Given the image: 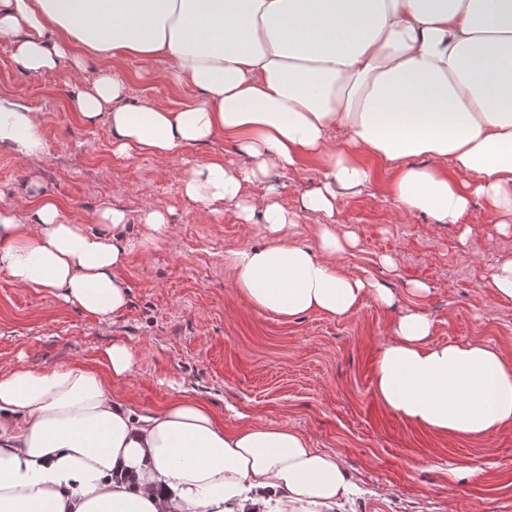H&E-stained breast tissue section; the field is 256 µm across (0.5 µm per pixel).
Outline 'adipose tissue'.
<instances>
[{"label":"adipose tissue","mask_w":512,"mask_h":512,"mask_svg":"<svg viewBox=\"0 0 512 512\" xmlns=\"http://www.w3.org/2000/svg\"><path fill=\"white\" fill-rule=\"evenodd\" d=\"M0 41L29 72H62L78 119L108 123L113 153L169 160L218 134L237 143L251 166L216 156L180 182L203 214L259 221L264 244L225 257L235 293L258 311L343 319L395 303L349 268L350 225L318 221L312 245L291 232L298 216H332L338 193L360 192L376 170L391 173L402 215L461 225L465 242L478 198L512 233V0H0ZM133 56L167 59L196 97L176 110L129 104L120 73ZM91 59L102 66L80 83ZM25 94L0 97V147L21 158L45 150ZM309 159L324 183L299 212L249 193ZM101 220L63 215L35 182L0 191V272L86 316L120 315L129 256L157 245L169 217L142 210L136 243L115 233L125 211ZM136 359L114 343L86 363L0 366V512H333L347 497L342 461L288 424L225 429L185 388L138 411L122 395ZM373 392L438 435L512 429V362L481 342L436 341L419 309L380 346Z\"/></svg>","instance_id":"ef3b65f1"}]
</instances>
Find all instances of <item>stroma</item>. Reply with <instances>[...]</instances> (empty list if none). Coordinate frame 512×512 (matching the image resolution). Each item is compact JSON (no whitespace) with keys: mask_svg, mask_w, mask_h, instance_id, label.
<instances>
[{"mask_svg":"<svg viewBox=\"0 0 512 512\" xmlns=\"http://www.w3.org/2000/svg\"><path fill=\"white\" fill-rule=\"evenodd\" d=\"M123 77L132 104L149 98L175 108L196 94L161 58H129ZM20 87L42 116L46 153L23 161L0 148V187L20 189L37 177L64 214L89 224L100 210L121 208L135 240L140 211L150 203L170 212L172 231L148 256L131 255L129 305L107 321L42 291L18 290L0 273V366L21 354L34 367L69 364L123 342L137 352L124 390L136 407L154 409L184 386L225 426L285 421L313 447L338 455L354 491L336 512H512V430L443 437L407 424L372 391L375 354L408 308L432 319L436 340L481 341L512 360V300L484 286L497 256L512 254V234H498L494 216H482L464 244L459 225L425 215L398 222L383 180L339 196L333 221L351 225L360 239L351 269L373 274L399 301L389 309L368 302L344 319L315 312L284 319L238 297L224 263L225 251L260 242L259 225L231 209L201 216L181 191L180 173L211 157L246 164L237 144L218 135L167 161L114 155L107 125L77 120L61 74L28 72L0 42V93ZM322 179L321 166L310 161L267 183L294 212ZM383 255L397 259V271L379 266ZM410 281L429 287L425 299L407 293ZM473 466L480 474L470 475Z\"/></svg>","mask_w":512,"mask_h":512,"instance_id":"stroma-1","label":"stroma"}]
</instances>
